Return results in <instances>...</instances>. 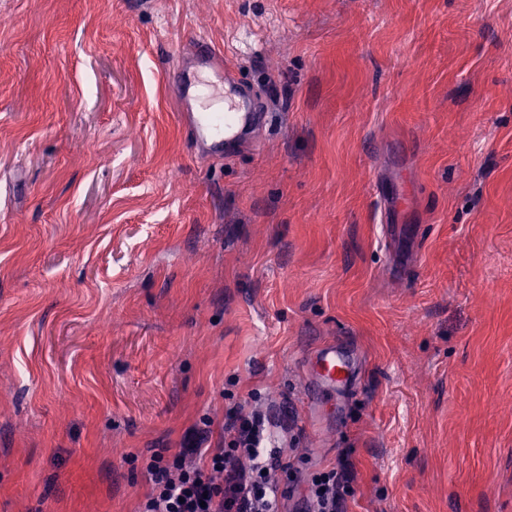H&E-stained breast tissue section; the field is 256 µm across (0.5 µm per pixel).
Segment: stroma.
<instances>
[{
	"label": "stroma",
	"mask_w": 512,
	"mask_h": 512,
	"mask_svg": "<svg viewBox=\"0 0 512 512\" xmlns=\"http://www.w3.org/2000/svg\"><path fill=\"white\" fill-rule=\"evenodd\" d=\"M197 32L267 96L216 163ZM233 406L287 411L292 498L512 512V0H0V512H137ZM308 364L314 374L304 390L303 398L307 406H312L316 395L323 391L344 397L356 383L354 363L334 342L318 346L308 358ZM345 485L335 468L314 475L299 511L341 512Z\"/></svg>",
	"instance_id": "1"
}]
</instances>
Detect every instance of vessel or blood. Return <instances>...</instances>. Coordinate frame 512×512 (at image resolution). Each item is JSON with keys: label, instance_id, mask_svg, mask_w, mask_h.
Instances as JSON below:
<instances>
[{"label": "vessel or blood", "instance_id": "vessel-or-blood-1", "mask_svg": "<svg viewBox=\"0 0 512 512\" xmlns=\"http://www.w3.org/2000/svg\"><path fill=\"white\" fill-rule=\"evenodd\" d=\"M182 56V62L171 68V79L184 125L205 156L223 158L225 144L255 125L263 104L250 87L243 85L224 111L194 110L192 102L199 99L202 88L212 87L217 81H235L236 73L223 50L205 35L192 38ZM308 363L313 376L304 390L306 404H313L316 395L325 391L345 396L356 383L355 366L336 343L318 346Z\"/></svg>", "mask_w": 512, "mask_h": 512}]
</instances>
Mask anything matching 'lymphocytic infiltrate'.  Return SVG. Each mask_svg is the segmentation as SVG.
I'll use <instances>...</instances> for the list:
<instances>
[{
  "label": "lymphocytic infiltrate",
  "instance_id": "1",
  "mask_svg": "<svg viewBox=\"0 0 512 512\" xmlns=\"http://www.w3.org/2000/svg\"><path fill=\"white\" fill-rule=\"evenodd\" d=\"M270 419L260 411L224 418V437L209 447L211 422L200 427L175 454L152 453L146 465L151 488L138 512H288L280 482L288 464L268 447ZM345 485L336 470L314 475L302 512H342Z\"/></svg>",
  "mask_w": 512,
  "mask_h": 512
}]
</instances>
